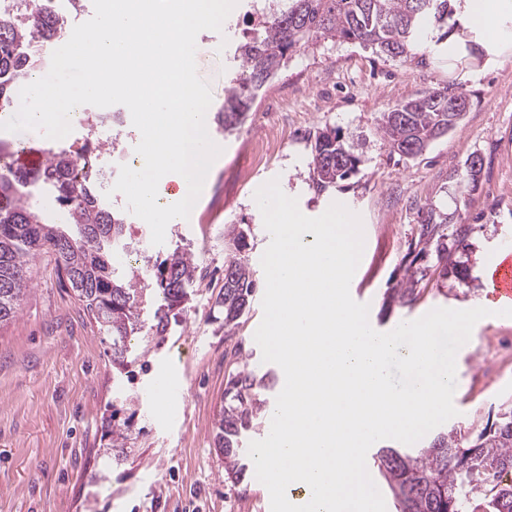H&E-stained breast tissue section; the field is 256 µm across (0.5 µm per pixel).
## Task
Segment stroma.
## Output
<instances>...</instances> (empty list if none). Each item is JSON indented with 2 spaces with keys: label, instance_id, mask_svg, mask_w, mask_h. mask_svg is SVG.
I'll return each mask as SVG.
<instances>
[{
  "label": "stroma",
  "instance_id": "obj_1",
  "mask_svg": "<svg viewBox=\"0 0 512 512\" xmlns=\"http://www.w3.org/2000/svg\"><path fill=\"white\" fill-rule=\"evenodd\" d=\"M229 32L198 40L196 66L221 105L232 64L224 47ZM461 89L468 108L458 126L422 154L390 153L378 132L382 112L435 88ZM288 97L281 122L248 112L233 134L212 133L222 148L198 200L197 213L168 225L163 244L151 242L148 224L128 215L126 237L141 254L137 268L154 266L175 250L196 252L207 269L183 312L165 335L142 328L130 338L124 369L113 368L109 347L91 326L51 255L33 261L31 289L18 317L0 328V512H263L266 487L247 467L231 478L213 445V426L224 403L233 364L227 353L242 345L248 369L271 373L275 399L285 377L262 360L254 340L263 318V291L233 335L215 304L224 265L233 251L224 229L247 233L244 253L257 282H264L261 256L268 241L256 190L278 179L297 198L300 211L317 217L343 202L362 220L365 246L350 285L353 299L369 306L379 332L417 319L433 308L456 309L483 300L485 269L512 246V54L478 50L449 59L437 51L402 61L358 44L320 39L292 56L268 85ZM336 130L360 158L356 171L323 192L312 187L314 134ZM279 140L278 155L255 168L249 183L238 178L249 139ZM483 160L477 184H468L467 162ZM447 214L449 229L470 228L471 276L434 272L435 256L413 305L389 302L402 278L410 245L419 232L418 211ZM174 374L181 394L161 401L154 386ZM457 416L442 424L469 434L512 402V317L490 316L474 340L456 355ZM127 423L121 447L102 434V421Z\"/></svg>",
  "mask_w": 512,
  "mask_h": 512
}]
</instances>
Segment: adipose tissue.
<instances>
[{
	"label": "adipose tissue",
	"instance_id": "1",
	"mask_svg": "<svg viewBox=\"0 0 512 512\" xmlns=\"http://www.w3.org/2000/svg\"><path fill=\"white\" fill-rule=\"evenodd\" d=\"M459 22L464 33L478 37L490 54L512 49V0H465ZM463 35L452 38L454 49L464 47Z\"/></svg>",
	"mask_w": 512,
	"mask_h": 512
}]
</instances>
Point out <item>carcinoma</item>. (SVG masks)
<instances>
[{
  "label": "carcinoma",
  "instance_id": "1",
  "mask_svg": "<svg viewBox=\"0 0 512 512\" xmlns=\"http://www.w3.org/2000/svg\"><path fill=\"white\" fill-rule=\"evenodd\" d=\"M456 0H278L265 11L262 34L237 45L235 69L222 105L214 115L218 131L237 130L266 83L288 64L292 55L306 51L321 38L358 43L392 57L408 60L437 49L459 27L453 20ZM8 16L0 15V109L14 101L27 75L45 66L49 57L30 51L34 43L49 47L64 35L65 15L53 0H12ZM464 93L452 87L433 89L388 108L378 128L390 152L414 157L435 140L438 130L453 121V99ZM24 149L20 139L0 141V326L15 320L32 283L33 259L41 253L55 256L57 269L83 306L99 333L109 337L112 365L122 367L128 337L137 333L146 303V289L136 274L120 277L115 253L127 247L126 216L104 201L101 193L80 177L85 144L76 150L50 149L35 168L19 167L12 158ZM360 159L336 130L316 133L312 155L313 184L319 191L345 179ZM47 192L65 209L74 238L48 222L31 198ZM448 216L432 207L420 214L416 257L427 254L436 242L437 262L448 276V260L468 254L467 230H460L448 250V236H435L437 224ZM224 239L240 253L246 234L236 225L224 229ZM192 253L174 251L157 266L152 294L161 299L154 310L151 330L162 336L170 314L184 310L189 288L197 278ZM416 273L409 270L392 289L402 305L417 300ZM256 280L245 258L224 266V289L216 304L224 308V332L234 331L250 307ZM224 398L228 399L213 427V442L221 450L230 474L241 476L239 443L253 428L264 401L256 392V374L237 369L229 373ZM378 471L393 494L398 512H512V407L473 438L452 430L437 433L418 449L380 448Z\"/></svg>",
  "mask_w": 512,
  "mask_h": 512
}]
</instances>
